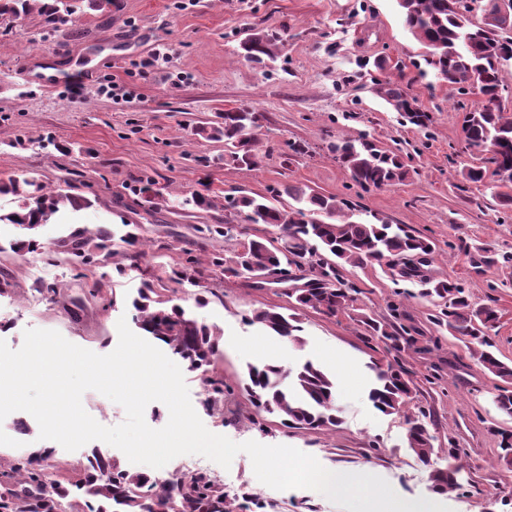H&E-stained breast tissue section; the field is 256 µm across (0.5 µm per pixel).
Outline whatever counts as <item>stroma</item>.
I'll return each instance as SVG.
<instances>
[{"mask_svg": "<svg viewBox=\"0 0 512 512\" xmlns=\"http://www.w3.org/2000/svg\"><path fill=\"white\" fill-rule=\"evenodd\" d=\"M266 26L286 29L285 49L265 66L245 61L238 54L240 40ZM161 44L171 51L168 62L149 65ZM422 53L403 27L396 0H117L109 12L80 6L67 31L53 35L35 10L0 20V180L31 176L52 188L66 184L81 201L33 231L0 222V276L14 286L0 295V336L15 350L25 329L55 330L96 354L112 352L118 320L135 314L132 300L142 274L124 270L119 255L109 265L82 270L51 257L52 243L77 229L139 224L164 262L176 263L186 251L204 259L214 246L200 240L196 228L223 223V200L231 189L268 196L305 183L430 239L435 251L429 274L459 280L474 302L497 309L491 334L500 357L512 362V268L478 273L463 252L467 246L512 252V208L499 200L503 186L473 184L461 176L484 158L465 149L461 129L463 113L482 100L422 75ZM83 59L94 71L77 100L65 83L46 88L20 76L23 69L39 73L46 67L66 75ZM385 78L407 86L429 112L428 128L405 121L377 96L375 84ZM115 79L128 85L131 97L113 99L108 86ZM243 104L264 116L259 138L267 155L257 170L224 160L223 143L192 132L196 122ZM364 135L403 156L409 169L403 182L364 192L327 150L331 141ZM292 143L302 153L288 155ZM148 177L173 195L209 194L216 205L180 213L134 205L132 190ZM29 238L38 241V249L13 251L16 241ZM344 274L360 289L353 310L336 317L301 311L300 346L243 321L255 308L287 306L282 285L256 288L221 274L194 285L162 281L173 303L221 334V354L209 373L183 372L204 425L236 442L298 448L333 472L380 476L406 500L432 497L452 512H512V469L499 458L495 434L499 427L512 429V420L492 403L496 378L464 343L432 323L434 305L415 295L403 301L398 321L408 329L409 342L400 353L387 352L370 337L361 315L389 320L387 303L396 289L415 292L418 283L396 280L388 267L376 264L349 267ZM96 282L101 295L88 300L77 321L46 292L59 285L80 295ZM207 289L214 298L196 306V293ZM264 346L286 368L310 359L335 376L336 429H289L273 415L258 426L251 422L242 385L248 366L261 364ZM393 360L408 371L415 389L404 413L387 415L368 398L369 365ZM209 375L224 381L222 408L206 405ZM408 412L425 415L437 450L428 463L406 447ZM452 446L461 450L463 488L437 496L430 476L447 466ZM112 457L122 468L154 479L201 470L246 505V512H342L317 491H278L259 482L244 453L227 469L199 455L179 456L160 469L133 464L117 449Z\"/></svg>", "mask_w": 512, "mask_h": 512, "instance_id": "1", "label": "stroma"}]
</instances>
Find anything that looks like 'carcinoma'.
<instances>
[{
	"instance_id": "obj_1",
	"label": "carcinoma",
	"mask_w": 512,
	"mask_h": 512,
	"mask_svg": "<svg viewBox=\"0 0 512 512\" xmlns=\"http://www.w3.org/2000/svg\"><path fill=\"white\" fill-rule=\"evenodd\" d=\"M33 1L38 2L44 22L55 31L62 30L78 9L74 0H0V16L27 13ZM397 4L405 29L425 49L423 61L435 76L441 80L445 74L456 75L457 90L476 89L484 97L481 109L465 114L462 132L465 148L477 149L486 157L482 165L466 169L464 179L472 183L493 179L512 184V115L505 116L498 98L501 61L506 57L512 59V34L481 30L469 19L473 11H495L497 0H397ZM284 45L280 31L255 28L240 41V50L247 60L263 63L276 59ZM376 93L411 124L419 128L428 126L429 114L401 83L386 79L377 83ZM261 118L254 107L241 105L224 111L220 122L195 126L194 132L224 143L229 160L238 166L257 170L264 158L257 137ZM327 150L366 192L390 186L407 174L400 154L384 150L367 138L338 140L328 145ZM282 193L289 198L286 208L258 194L248 195L240 190L227 194L224 210L229 215L224 217V223L205 227L209 235L235 242L228 258L217 251L211 253L206 267L210 271L253 279L259 288L272 278L288 277L293 313L262 307L246 317L245 322L301 345L303 327L295 311L308 308L326 316L346 312L356 301L359 290L344 278V267L383 262L389 269L400 271L401 276L420 283V295L439 307L434 315L436 325L447 328L464 342L483 370L502 382L495 405L500 412L512 416V363L493 352L490 336L498 312L492 306L474 303L458 281L418 274L409 266L416 255L429 262L434 247L426 237L379 217L373 222L357 219L349 203L307 184H288L275 196ZM9 194L16 199L17 206L0 213V222L23 225L30 230L48 221L62 206L81 205V200L61 188L45 190L34 178L1 181L0 195ZM137 196L147 203L157 200L183 209L215 206L212 197L201 192L167 198L153 180L146 181ZM238 218L284 232V245L277 247L266 237L249 236L242 225L235 223ZM147 249V239L138 225L125 224L119 234L103 228L75 230L53 243L50 253L85 267L106 266L120 253L133 270L147 256ZM464 253L479 273L512 266V252L466 248ZM201 274V262L189 254L180 266L172 268L169 279L195 280ZM46 292L60 299L71 317L77 319L84 311L82 297L67 295L56 286L46 288ZM167 303L155 288L154 280H145L133 301L134 323L164 343L173 355L187 361L191 369L213 366L220 355V333L186 316L178 306L167 307ZM365 324L370 336L381 340L387 350L400 349L403 335L396 328L372 319ZM374 370L376 384L369 390L370 400L383 413L401 412L414 390L408 373L391 362L384 367L376 365ZM244 389L254 406V415L278 414L289 428L316 430L339 423L336 379L311 361L304 362L293 373L273 365L249 366ZM406 445L424 463L437 454L433 436L418 416L407 419ZM50 455V450L41 449L8 459L0 457V512H88L91 502L98 506L96 512H110L108 506L112 504L119 507L118 512L239 509L224 492V485L204 473L161 486L140 473L121 468L115 461L90 457L76 463L56 464V477L49 478L44 474V462ZM461 473L459 449L450 448L448 468L433 471L432 488L440 493L461 489Z\"/></svg>"
}]
</instances>
